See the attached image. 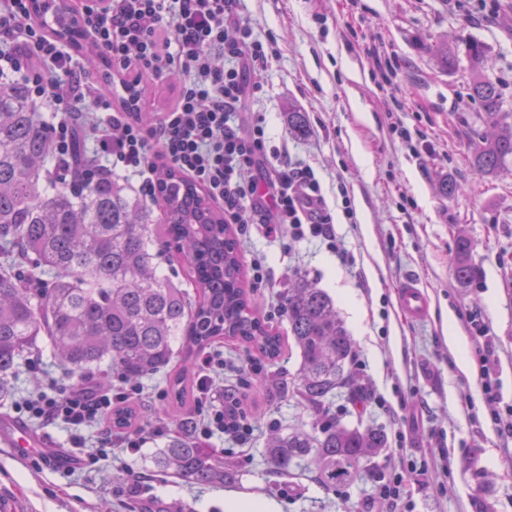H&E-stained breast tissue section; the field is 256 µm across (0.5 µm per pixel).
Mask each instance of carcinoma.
<instances>
[{
  "label": "carcinoma",
  "mask_w": 512,
  "mask_h": 512,
  "mask_svg": "<svg viewBox=\"0 0 512 512\" xmlns=\"http://www.w3.org/2000/svg\"><path fill=\"white\" fill-rule=\"evenodd\" d=\"M33 4L35 16L54 18L56 37L78 40L77 25L66 21L69 0ZM461 54L480 69L482 47L463 38L440 62L451 67ZM470 95L487 118L501 115L495 83L477 75ZM49 121L20 80L0 73V392L42 340L67 374L78 381L95 374L104 387L114 374L131 382L154 375L178 355L181 367L169 379L175 405L163 409L172 436L158 451L157 465L191 483L233 480L223 455L187 439L177 405L190 396L194 356L215 340L238 339L270 361L282 350L281 336L261 320L259 302L247 289L234 226L224 223V211L200 185L168 167L160 169L159 197L151 205L133 202L110 178L82 190L53 181L47 171ZM511 158L512 124L502 123L492 136H480L472 164L492 175ZM160 233L176 247L199 292L194 306L182 285L159 270L152 245ZM451 265L458 282L471 280V243L462 234ZM282 300L300 351L288 396L314 420L308 430L273 435L265 449L268 462L280 474L298 471L335 491L374 478L386 432L360 421L348 426L328 412L340 389L356 406L367 401L353 370L352 340L332 299L297 278Z\"/></svg>",
  "instance_id": "cac0c4a2"
}]
</instances>
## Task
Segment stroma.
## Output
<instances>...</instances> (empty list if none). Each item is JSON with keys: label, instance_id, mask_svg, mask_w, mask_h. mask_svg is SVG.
I'll list each match as a JSON object with an SVG mask.
<instances>
[{"label": "stroma", "instance_id": "obj_1", "mask_svg": "<svg viewBox=\"0 0 512 512\" xmlns=\"http://www.w3.org/2000/svg\"><path fill=\"white\" fill-rule=\"evenodd\" d=\"M468 0H244L243 14L255 36L273 40L275 53L261 75L263 91L249 99L238 116L248 129L262 113L270 147L290 162L311 167L319 180L334 228L352 256L340 262L320 239L290 248L253 234L240 244L243 261L268 257V286L256 289L261 310L295 274H303L332 298L349 331L355 369L385 405H369L363 417L343 396L330 412L346 423L381 427L388 436L378 459L388 474L409 463L428 461L431 474L408 485L412 512H512V439L497 431L473 383L474 359L458 361L449 334L468 339L465 315L480 309L493 330L500 364L502 406H512V175L489 176L471 162L475 132L489 128L469 96L474 75L495 79L502 109L512 122V0H501L496 19L470 15ZM463 36L485 49L480 72L467 59L443 69L437 52ZM377 45L401 67L400 89L409 110L399 119L421 131L429 149H414L391 132L397 117L392 102L377 87ZM305 114L309 131L288 127V112ZM458 184L455 197L442 194L444 182ZM350 197L353 219L343 214ZM473 245V276L454 278L449 259L457 235ZM408 275L421 280L429 301L427 321L401 312L397 286ZM284 338L275 362L224 340L215 351L233 365L259 364L252 389L255 431L242 445L217 435L207 447L224 456L236 477L222 485L183 480L160 469L155 456L171 433L159 411L161 402L139 406L141 425L154 435L139 450L113 448L95 464L84 460L98 431L82 430L75 448L62 426L31 420L27 430L47 436L53 448L76 458L74 465L48 468L34 457L17 455L0 443V497L16 512H225L227 497L248 494L268 502L274 512H391L376 498L373 484L360 481L336 491L277 473L264 450L275 430L310 425V412L281 389L299 365V350L288 336L286 317L270 319ZM34 371L21 362L9 397L0 399V419L15 416L23 396L64 378L48 348L34 355ZM146 480L147 492L127 498L133 479Z\"/></svg>", "mask_w": 512, "mask_h": 512}]
</instances>
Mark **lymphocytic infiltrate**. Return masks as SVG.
Returning <instances> with one entry per match:
<instances>
[{
	"label": "lymphocytic infiltrate",
	"mask_w": 512,
	"mask_h": 512,
	"mask_svg": "<svg viewBox=\"0 0 512 512\" xmlns=\"http://www.w3.org/2000/svg\"><path fill=\"white\" fill-rule=\"evenodd\" d=\"M30 3L0 0V72L18 75L31 99L53 112L49 143L62 168L73 161L76 143L84 142L99 165L83 170V180L96 179L103 169L120 170L137 178L139 194L149 200L156 167L164 164L198 182L241 237L256 226L269 236L287 232L296 241L320 237L348 261L313 171L267 150L262 119L245 132L236 123L245 100L261 92L259 77L268 65L264 44L241 15V0H84L82 32L114 72L137 82L174 78L173 104L146 120L114 107L111 96L87 80L86 64L35 22ZM261 165L268 179L255 177ZM466 322L475 383L485 401H497L492 328L478 309L468 311ZM144 394L143 387L122 382L83 390L55 380L48 391L19 402L16 411L74 433L98 428L95 449L103 452L114 443L104 419L116 405ZM188 430L198 439L219 433L243 442L254 428L230 400L209 406Z\"/></svg>",
	"instance_id": "obj_1"
}]
</instances>
